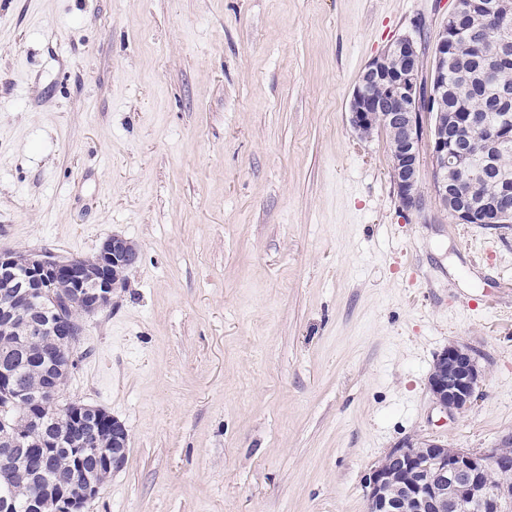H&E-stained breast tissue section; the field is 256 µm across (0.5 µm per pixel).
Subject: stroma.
I'll list each match as a JSON object with an SVG mask.
<instances>
[{"label": "stroma", "instance_id": "35a3bbf8", "mask_svg": "<svg viewBox=\"0 0 512 512\" xmlns=\"http://www.w3.org/2000/svg\"><path fill=\"white\" fill-rule=\"evenodd\" d=\"M453 0H0V250L139 259L87 317L64 401L124 423L86 512H367L407 437L512 431V225L406 210L349 105ZM472 408L428 390L448 343ZM483 376L475 353L467 344L451 343L435 359L429 374V390L448 415L466 413Z\"/></svg>", "mask_w": 512, "mask_h": 512}]
</instances>
